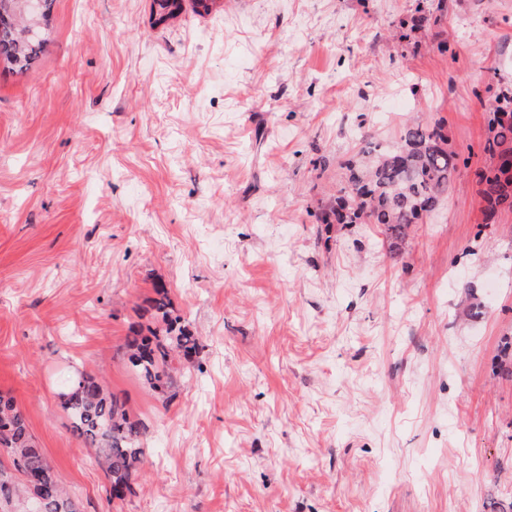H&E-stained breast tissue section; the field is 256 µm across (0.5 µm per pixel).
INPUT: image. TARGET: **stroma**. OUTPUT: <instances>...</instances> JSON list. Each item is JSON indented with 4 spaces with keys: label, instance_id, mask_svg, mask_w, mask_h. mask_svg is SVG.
<instances>
[{
    "label": "stroma",
    "instance_id": "obj_1",
    "mask_svg": "<svg viewBox=\"0 0 512 512\" xmlns=\"http://www.w3.org/2000/svg\"><path fill=\"white\" fill-rule=\"evenodd\" d=\"M53 0L0 68V392L82 512H512V211L477 169L512 0ZM468 161L393 251L319 222L364 141ZM164 286L204 348L170 403L120 353ZM103 374L150 430L136 496L62 408Z\"/></svg>",
    "mask_w": 512,
    "mask_h": 512
}]
</instances>
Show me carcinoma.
<instances>
[{
  "instance_id": "carcinoma-1",
  "label": "carcinoma",
  "mask_w": 512,
  "mask_h": 512,
  "mask_svg": "<svg viewBox=\"0 0 512 512\" xmlns=\"http://www.w3.org/2000/svg\"><path fill=\"white\" fill-rule=\"evenodd\" d=\"M38 16H0V62L26 70L41 56L46 38L40 21L53 0H41ZM155 23L163 24L181 8L182 0H154ZM492 119L483 152L498 163L479 173V194L484 223H495L498 212L512 208V88L491 104ZM468 161L460 160L448 145L441 122H412L403 126L399 143L385 147L371 143L344 163L345 183L336 205L321 217L324 224H359L365 219L380 224L398 242L423 215L435 210L452 180ZM148 300L146 327L125 337L124 355L136 377L159 393L165 392L186 364L203 349L202 339L174 314L165 288ZM62 407L73 428L105 471L112 499L124 501L137 494L148 451V426L130 415L125 402L90 374L72 380L62 394ZM6 451L17 476L0 483V512H28L29 500L42 498L40 512H77L63 480L37 448L27 418L9 394H0V450Z\"/></svg>"
}]
</instances>
